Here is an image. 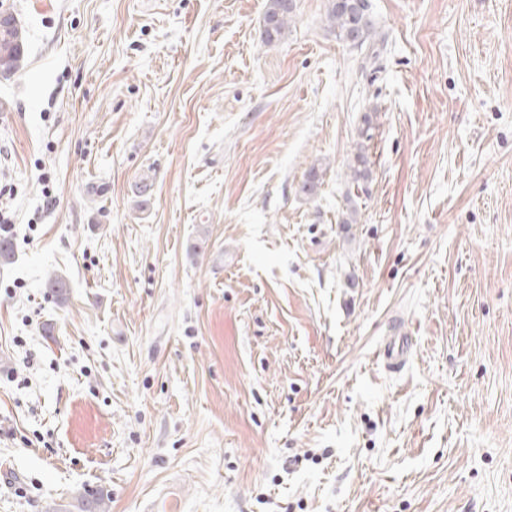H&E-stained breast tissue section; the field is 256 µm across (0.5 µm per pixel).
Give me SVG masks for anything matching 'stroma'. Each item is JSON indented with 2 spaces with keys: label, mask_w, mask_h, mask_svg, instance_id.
Returning a JSON list of instances; mask_svg holds the SVG:
<instances>
[{
  "label": "stroma",
  "mask_w": 512,
  "mask_h": 512,
  "mask_svg": "<svg viewBox=\"0 0 512 512\" xmlns=\"http://www.w3.org/2000/svg\"><path fill=\"white\" fill-rule=\"evenodd\" d=\"M0 1V512H512V0ZM293 0H268L260 29L261 41L264 45H273L279 42L288 23L292 20ZM325 15L327 27L340 40L353 47L369 50L370 58L377 57V50L371 46L375 36L374 23L369 13V3L358 4V0H329ZM2 12V13H1ZM0 14V77L8 80L24 69L26 62L27 33L23 25L19 31L11 29L17 23L10 7ZM5 29V30H2ZM369 177L368 157L366 154V146L357 143L356 152L353 155L351 163L348 165L347 178L351 185L360 187ZM408 349V339L399 336L395 340H390L385 344L380 355L389 369H399L406 362V352Z\"/></svg>",
  "instance_id": "1"
}]
</instances>
